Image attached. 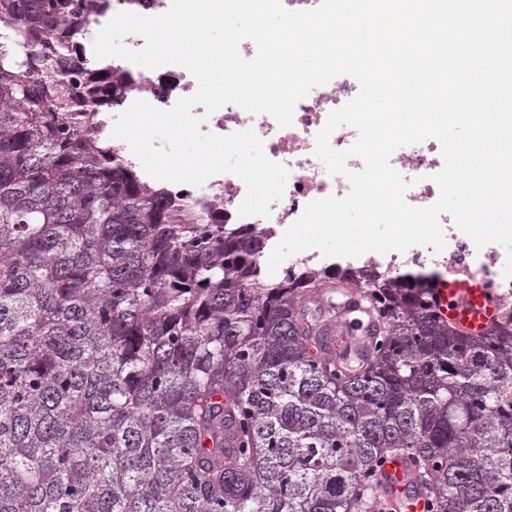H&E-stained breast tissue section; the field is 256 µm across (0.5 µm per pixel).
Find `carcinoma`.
I'll return each instance as SVG.
<instances>
[{"mask_svg": "<svg viewBox=\"0 0 512 512\" xmlns=\"http://www.w3.org/2000/svg\"><path fill=\"white\" fill-rule=\"evenodd\" d=\"M99 13L0 0V512H377L400 454L429 512H512V315L465 335L377 266L266 280L268 233L101 136L134 81L84 66ZM331 280L374 317L358 369L307 341Z\"/></svg>", "mask_w": 512, "mask_h": 512, "instance_id": "carcinoma-1", "label": "carcinoma"}]
</instances>
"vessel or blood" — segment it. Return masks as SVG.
Segmentation results:
<instances>
[{
	"label": "vessel or blood",
	"mask_w": 512,
	"mask_h": 512,
	"mask_svg": "<svg viewBox=\"0 0 512 512\" xmlns=\"http://www.w3.org/2000/svg\"><path fill=\"white\" fill-rule=\"evenodd\" d=\"M437 314L471 336L485 334L500 318L499 299L484 277L451 275L443 278L433 290ZM336 338L322 348L323 357L339 367H347L351 353L368 355L373 336L345 337L342 319H335ZM378 502L383 512H426L427 498L420 486L417 473L402 456L385 460L379 473Z\"/></svg>",
	"instance_id": "obj_1"
}]
</instances>
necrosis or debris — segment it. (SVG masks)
Listing matches in <instances>:
<instances>
[{
	"label": "necrosis or debris",
	"instance_id": "obj_1",
	"mask_svg": "<svg viewBox=\"0 0 512 512\" xmlns=\"http://www.w3.org/2000/svg\"><path fill=\"white\" fill-rule=\"evenodd\" d=\"M113 66L130 72L135 78L124 102L132 104L144 100L166 110L178 99L191 96L197 89V81L184 67L174 66L167 71L164 82H156L144 73L141 67L124 59L113 58ZM358 93L355 85L340 80H331L317 86L314 94L306 96L295 107L293 123L282 128L271 116L251 114L241 107L228 104L213 113H206L203 106L193 109L194 115H206L201 129L218 135H228L246 129L254 130L263 142L265 155L272 161L283 164L289 171L283 197L271 203L269 217H240L238 209L245 198L246 186L236 175L220 173L207 179L202 185L167 183L172 195L190 202L221 199L224 202L226 223H245L255 229L286 231L303 212L307 203L328 196L342 197L350 190L349 180L342 175L329 174L324 163L315 154L316 136L324 126L329 113L354 98ZM392 166L411 186L405 194L406 201L415 207L433 204L439 195L431 176L443 166L440 145L429 139L397 149L391 157ZM446 247L434 252L432 247L414 246L406 251H391L385 254L368 253L366 265H376L391 271L408 266L434 265L457 275H481L489 279L500 298L503 309L512 311V278L505 277L503 268L506 255L500 244L490 243L475 247L453 224L449 215H441Z\"/></svg>",
	"mask_w": 512,
	"mask_h": 512
}]
</instances>
